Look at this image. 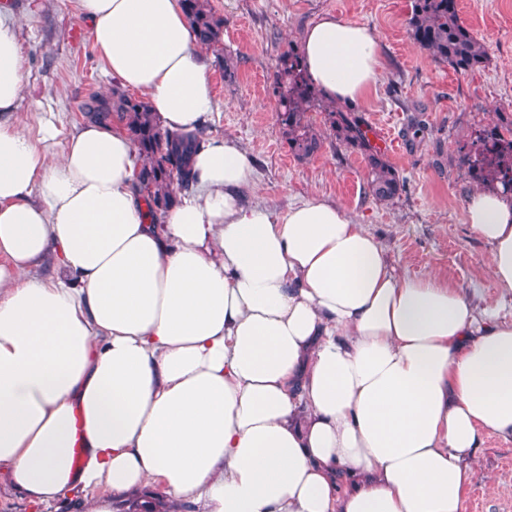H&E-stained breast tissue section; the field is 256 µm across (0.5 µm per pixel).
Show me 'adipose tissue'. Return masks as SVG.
Returning a JSON list of instances; mask_svg holds the SVG:
<instances>
[{"mask_svg":"<svg viewBox=\"0 0 512 512\" xmlns=\"http://www.w3.org/2000/svg\"><path fill=\"white\" fill-rule=\"evenodd\" d=\"M108 73L160 125L212 121L209 62L181 0H78ZM299 50L325 99L364 98L378 36L324 14ZM24 89L0 11V474L37 508L91 512L161 485L190 512H462L492 432L512 436V317L436 274L396 272L343 204L276 211L230 136L152 216L126 128L84 122L57 162L11 120ZM466 222L512 295V196Z\"/></svg>","mask_w":512,"mask_h":512,"instance_id":"ef3b65f1","label":"adipose tissue"}]
</instances>
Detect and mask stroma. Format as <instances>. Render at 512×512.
Listing matches in <instances>:
<instances>
[{
  "label": "stroma",
  "mask_w": 512,
  "mask_h": 512,
  "mask_svg": "<svg viewBox=\"0 0 512 512\" xmlns=\"http://www.w3.org/2000/svg\"><path fill=\"white\" fill-rule=\"evenodd\" d=\"M18 25L24 67L19 128L37 134L52 121L58 136L48 152L57 160L82 121L79 106L92 93L116 87L93 46L77 0H4ZM224 17L221 43L207 48L210 84L219 117L211 136L231 135L255 160L258 196L269 207L320 194L345 205L376 236L398 271L411 276L439 272L449 283L474 292L482 307L512 314L486 265L488 246L469 229L464 203L477 184L459 165L461 147L475 130L512 119V0H458L462 21L488 53L484 67L461 75L435 61L407 36L411 0H208ZM330 12L374 30L383 70L358 108L370 128L389 132L394 146L385 159L406 182L389 201L372 195L363 156L337 143L322 112L309 114L322 138L318 154L297 160L276 123L271 76L277 57L298 43L305 26ZM230 56L237 66L227 82L217 64ZM421 120L412 132V120ZM462 512H512V437L483 436L472 463Z\"/></svg>",
  "instance_id": "stroma-1"
}]
</instances>
